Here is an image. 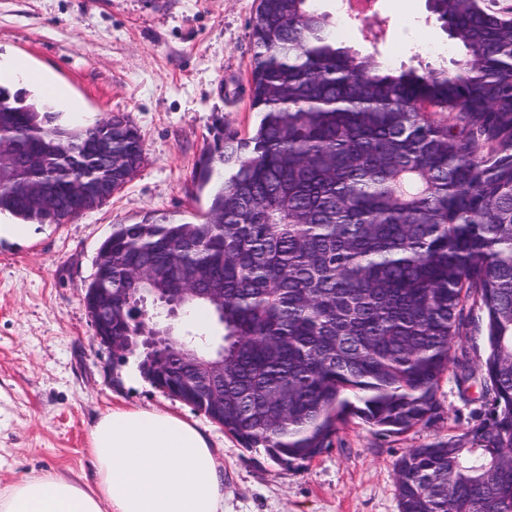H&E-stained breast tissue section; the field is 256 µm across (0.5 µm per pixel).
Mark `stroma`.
Returning <instances> with one entry per match:
<instances>
[{
    "label": "stroma",
    "instance_id": "1",
    "mask_svg": "<svg viewBox=\"0 0 512 512\" xmlns=\"http://www.w3.org/2000/svg\"><path fill=\"white\" fill-rule=\"evenodd\" d=\"M256 0H0V54L63 90L65 123L120 113L140 130L145 159L102 208L67 224L0 235V490L46 473L89 475V431L112 406L155 407L195 420L224 453L226 512H399L394 464L407 449L460 439L487 422L485 316L468 313L437 388L438 414L403 434L352 419L329 448L284 468L243 448L190 404L130 378L95 337L82 299L113 225L157 210L203 216L195 166L216 118L248 134ZM344 41L396 63L446 69L461 51L427 0H378L346 19Z\"/></svg>",
    "mask_w": 512,
    "mask_h": 512
}]
</instances>
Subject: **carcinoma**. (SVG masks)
Masks as SVG:
<instances>
[{
  "label": "carcinoma",
  "mask_w": 512,
  "mask_h": 512,
  "mask_svg": "<svg viewBox=\"0 0 512 512\" xmlns=\"http://www.w3.org/2000/svg\"><path fill=\"white\" fill-rule=\"evenodd\" d=\"M462 55L420 73L342 44L311 0H258L246 137L215 120L194 171L206 218L146 213L100 244L83 299L112 292V335H139L131 290L222 288L224 404L182 370L179 326L141 376L286 468L357 417L402 434L437 415L467 304L484 312L492 411L464 441L395 463L399 512H512V0H428ZM112 136V192L144 161L123 114L67 125L0 85V214L66 224L86 144ZM30 151L38 163L20 171ZM38 186L62 207L34 206ZM202 271L205 278L196 279Z\"/></svg>",
  "instance_id": "cac0c4a2"
}]
</instances>
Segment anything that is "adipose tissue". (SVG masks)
I'll return each instance as SVG.
<instances>
[{
  "label": "adipose tissue",
  "instance_id": "obj_1",
  "mask_svg": "<svg viewBox=\"0 0 512 512\" xmlns=\"http://www.w3.org/2000/svg\"><path fill=\"white\" fill-rule=\"evenodd\" d=\"M88 451L91 479H23L0 493V512H224V455L185 416L114 407Z\"/></svg>",
  "mask_w": 512,
  "mask_h": 512
}]
</instances>
